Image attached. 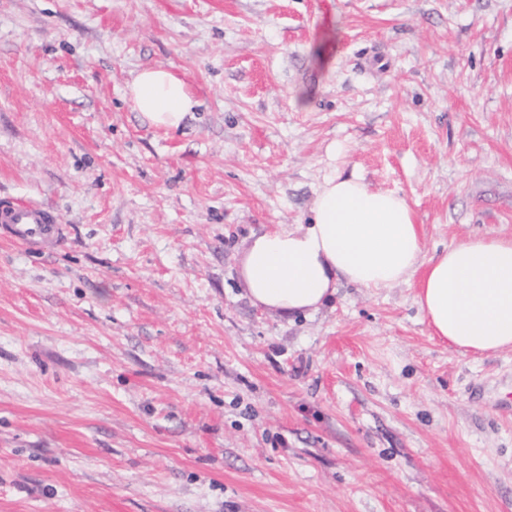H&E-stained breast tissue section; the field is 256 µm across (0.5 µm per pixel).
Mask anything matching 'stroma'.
I'll use <instances>...</instances> for the list:
<instances>
[{"label":"stroma","mask_w":512,"mask_h":512,"mask_svg":"<svg viewBox=\"0 0 512 512\" xmlns=\"http://www.w3.org/2000/svg\"><path fill=\"white\" fill-rule=\"evenodd\" d=\"M201 106L167 132L143 69ZM403 194L427 253L512 237V0H0V512H512V350L415 287L254 307L247 238L329 173ZM127 99L143 120L167 132L181 129L198 105L186 82L161 67L140 71L128 85ZM65 229L60 216L49 208L0 199V237L26 247L51 249L62 240Z\"/></svg>","instance_id":"35a3bbf8"}]
</instances>
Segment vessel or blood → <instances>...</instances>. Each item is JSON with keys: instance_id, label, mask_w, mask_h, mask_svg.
Masks as SVG:
<instances>
[{"instance_id": "obj_1", "label": "vessel or blood", "mask_w": 512, "mask_h": 512, "mask_svg": "<svg viewBox=\"0 0 512 512\" xmlns=\"http://www.w3.org/2000/svg\"><path fill=\"white\" fill-rule=\"evenodd\" d=\"M65 234L60 216L38 204H19L0 199V237L26 247L51 249Z\"/></svg>"}]
</instances>
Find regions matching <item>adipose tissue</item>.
Wrapping results in <instances>:
<instances>
[{
  "instance_id": "obj_1",
  "label": "adipose tissue",
  "mask_w": 512,
  "mask_h": 512,
  "mask_svg": "<svg viewBox=\"0 0 512 512\" xmlns=\"http://www.w3.org/2000/svg\"><path fill=\"white\" fill-rule=\"evenodd\" d=\"M127 99L168 132L197 105L186 82L161 67L140 71ZM238 275L254 306L288 315L326 307L342 282L378 291L413 281L432 335L480 355L512 349V237L469 238L427 255L407 198L356 175H327L307 223L252 235Z\"/></svg>"
}]
</instances>
